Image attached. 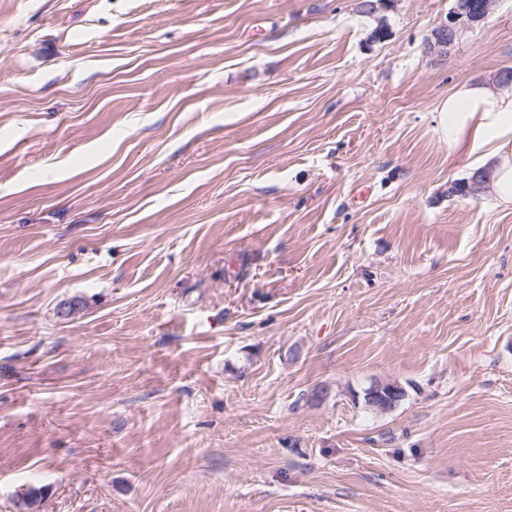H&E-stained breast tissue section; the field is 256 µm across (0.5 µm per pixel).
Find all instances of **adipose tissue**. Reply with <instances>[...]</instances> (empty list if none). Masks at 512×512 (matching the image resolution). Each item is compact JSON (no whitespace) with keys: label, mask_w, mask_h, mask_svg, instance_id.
Instances as JSON below:
<instances>
[{"label":"adipose tissue","mask_w":512,"mask_h":512,"mask_svg":"<svg viewBox=\"0 0 512 512\" xmlns=\"http://www.w3.org/2000/svg\"><path fill=\"white\" fill-rule=\"evenodd\" d=\"M432 123L449 159L488 171L489 201L512 211V88L493 92L479 82L460 84L438 102Z\"/></svg>","instance_id":"1"}]
</instances>
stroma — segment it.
<instances>
[{"mask_svg":"<svg viewBox=\"0 0 512 512\" xmlns=\"http://www.w3.org/2000/svg\"><path fill=\"white\" fill-rule=\"evenodd\" d=\"M361 3L0 0V512H512V211L431 121L512 0ZM499 0L485 2L483 10L479 13V18L474 20L469 17V22L464 20L465 12L463 8H455L448 14L446 20H442L432 28L429 39V55H445L456 39L473 21H482L488 19L497 9ZM377 386L382 391L381 394H377L375 398L369 399L375 387V385H371L364 391L362 396L364 405L372 410L392 411L400 405L406 396L405 389L395 382L384 385L377 383Z\"/></svg>","mask_w":512,"mask_h":512,"instance_id":"35a3bbf8","label":"stroma"}]
</instances>
